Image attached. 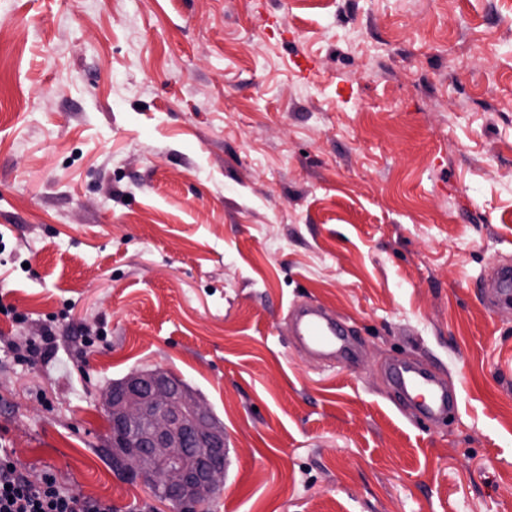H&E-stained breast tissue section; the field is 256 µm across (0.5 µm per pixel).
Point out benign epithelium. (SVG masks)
<instances>
[{"mask_svg":"<svg viewBox=\"0 0 512 512\" xmlns=\"http://www.w3.org/2000/svg\"><path fill=\"white\" fill-rule=\"evenodd\" d=\"M112 451L165 500L202 506L224 484V431L207 405L163 371L135 372L97 390Z\"/></svg>","mask_w":512,"mask_h":512,"instance_id":"7a95c632","label":"benign epithelium"}]
</instances>
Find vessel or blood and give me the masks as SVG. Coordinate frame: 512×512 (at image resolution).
Here are the masks:
<instances>
[{"label": "vessel or blood", "mask_w": 512, "mask_h": 512, "mask_svg": "<svg viewBox=\"0 0 512 512\" xmlns=\"http://www.w3.org/2000/svg\"><path fill=\"white\" fill-rule=\"evenodd\" d=\"M512 294V268L502 266L495 270L486 293L488 304L500 303ZM295 332L301 341L312 348L346 360L353 359L356 347L349 336L338 328L326 312L307 308L297 312ZM388 371L401 400L412 401L417 412L435 421L446 419L456 412L458 398L447 385L422 365L407 361L390 363Z\"/></svg>", "instance_id": "b4317fda"}]
</instances>
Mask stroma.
<instances>
[{"label": "stroma", "mask_w": 512, "mask_h": 512, "mask_svg": "<svg viewBox=\"0 0 512 512\" xmlns=\"http://www.w3.org/2000/svg\"><path fill=\"white\" fill-rule=\"evenodd\" d=\"M512 0H0V446L170 512L99 386L161 370L206 512H512ZM325 308L359 344L289 330ZM453 387L431 422L386 366ZM486 293V302L490 305L500 303L511 297L512 294V268L510 266L498 267L494 272V278ZM294 326L296 334L309 347L346 360H351L356 355V347L350 337L322 309L307 308L298 311Z\"/></svg>", "instance_id": "obj_1"}]
</instances>
